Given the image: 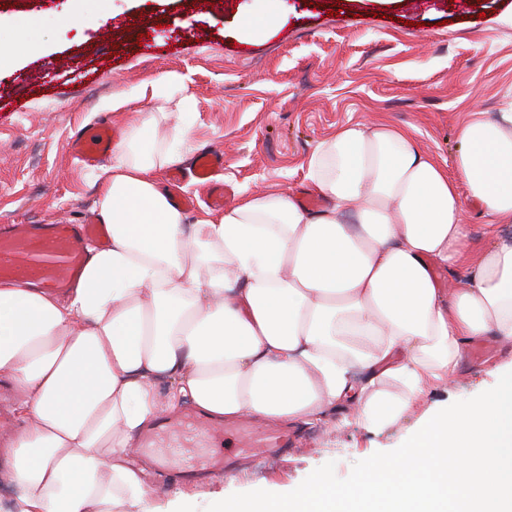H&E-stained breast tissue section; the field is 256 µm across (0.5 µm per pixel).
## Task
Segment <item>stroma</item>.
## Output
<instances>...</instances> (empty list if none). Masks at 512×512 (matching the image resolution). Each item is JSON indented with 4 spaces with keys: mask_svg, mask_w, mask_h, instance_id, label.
Masks as SVG:
<instances>
[{
    "mask_svg": "<svg viewBox=\"0 0 512 512\" xmlns=\"http://www.w3.org/2000/svg\"><path fill=\"white\" fill-rule=\"evenodd\" d=\"M59 2L0 0V14L36 18L30 36L43 47L0 78V226L92 215L111 160L85 165L73 140L104 118L115 138L135 119L144 136L162 138L170 124L154 118L161 103L182 113L191 151L223 153L232 202L276 185L310 204L305 163L339 126L385 117L413 128L419 146L449 165L469 112L497 111L512 93V0H406L389 11L372 0H312L249 43L225 32V0H126L104 27L106 43L96 32L58 38ZM142 86L157 98H139ZM511 363L512 345L485 342L449 389L428 391L385 430L354 419L330 434L298 426L294 447L273 462L244 464L225 485H187L242 495L258 485L292 489L319 472L348 485L399 452L429 409L474 400Z\"/></svg>",
    "mask_w": 512,
    "mask_h": 512,
    "instance_id": "stroma-1",
    "label": "stroma"
}]
</instances>
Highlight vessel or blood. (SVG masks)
<instances>
[{"mask_svg":"<svg viewBox=\"0 0 512 512\" xmlns=\"http://www.w3.org/2000/svg\"><path fill=\"white\" fill-rule=\"evenodd\" d=\"M86 162H94L112 150V126L102 121L99 131L76 143ZM224 167L223 155L203 151L194 159L193 171L202 186L223 199L224 186L215 177ZM105 225L88 218L80 224H15L0 234V281L33 282L62 294L78 279L87 259L85 242L90 238H106ZM233 438L237 452L227 456L214 445L222 438ZM172 440L169 454L158 456L154 450L160 439ZM292 444L286 430L263 425L250 418L215 425L204 415L192 412L163 417L158 425L145 432L138 447L151 455L156 468H167L172 454L186 447L204 449L197 469L203 473L221 474L230 470L234 460L265 461L279 456Z\"/></svg>","mask_w":512,"mask_h":512,"instance_id":"1","label":"vessel or blood"}]
</instances>
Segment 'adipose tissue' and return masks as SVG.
Instances as JSON below:
<instances>
[{"mask_svg": "<svg viewBox=\"0 0 512 512\" xmlns=\"http://www.w3.org/2000/svg\"><path fill=\"white\" fill-rule=\"evenodd\" d=\"M234 18L247 41L287 11L239 0ZM187 136L175 126L160 149L134 126L119 142L96 207L110 242L88 244L66 295L0 283L17 512H512V365L346 486L319 473L289 492L160 494L132 462L140 434L185 404L381 429L448 383L468 345L512 342V94L469 114L450 168L387 119L341 126L307 162L317 208L258 190L187 219L161 186ZM469 202L488 219L477 241Z\"/></svg>", "mask_w": 512, "mask_h": 512, "instance_id": "ef3b65f1", "label": "adipose tissue"}]
</instances>
